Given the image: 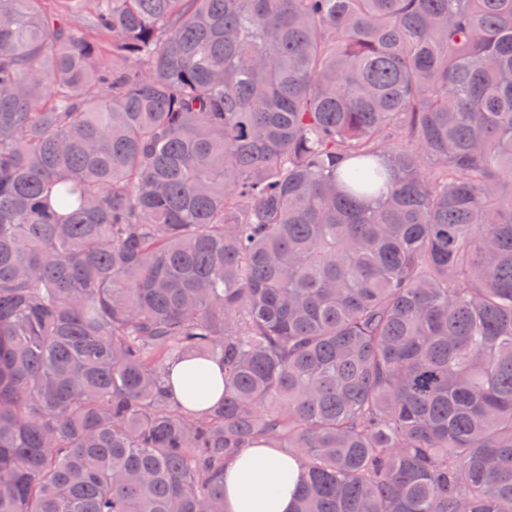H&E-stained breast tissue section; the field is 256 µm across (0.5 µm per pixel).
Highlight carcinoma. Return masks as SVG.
Listing matches in <instances>:
<instances>
[{"instance_id":"carcinoma-1","label":"carcinoma","mask_w":512,"mask_h":512,"mask_svg":"<svg viewBox=\"0 0 512 512\" xmlns=\"http://www.w3.org/2000/svg\"><path fill=\"white\" fill-rule=\"evenodd\" d=\"M260 440L293 512H512V0H0V512ZM222 370L214 362L202 359H185L178 363L171 373V385L174 396L184 402L187 393V380L191 387H207L208 403L214 402L221 396Z\"/></svg>"}]
</instances>
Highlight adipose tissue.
Masks as SVG:
<instances>
[{
	"instance_id": "obj_1",
	"label": "adipose tissue",
	"mask_w": 512,
	"mask_h": 512,
	"mask_svg": "<svg viewBox=\"0 0 512 512\" xmlns=\"http://www.w3.org/2000/svg\"><path fill=\"white\" fill-rule=\"evenodd\" d=\"M172 392L185 399L188 387L207 389L210 400L222 390V370L214 362L186 359L171 373ZM302 470L297 460L259 444L224 466L225 512H292Z\"/></svg>"
}]
</instances>
